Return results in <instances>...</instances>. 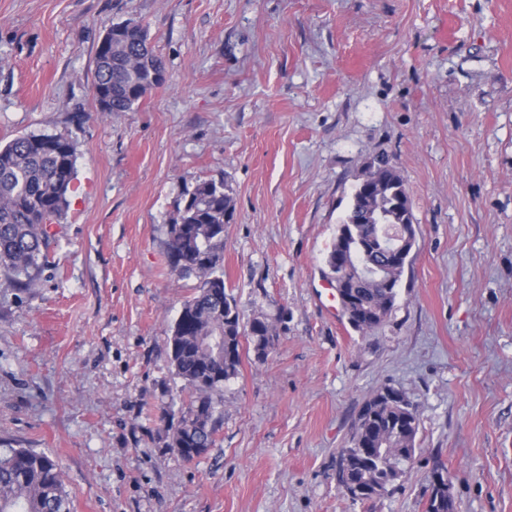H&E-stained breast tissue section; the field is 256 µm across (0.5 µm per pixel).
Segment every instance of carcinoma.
<instances>
[{"label": "carcinoma", "instance_id": "carcinoma-1", "mask_svg": "<svg viewBox=\"0 0 512 512\" xmlns=\"http://www.w3.org/2000/svg\"><path fill=\"white\" fill-rule=\"evenodd\" d=\"M164 68L161 58L136 34L108 39L97 47L94 85L105 113L128 112L156 87L153 71ZM76 147L63 135H23L0 145V273L21 289L38 285L47 267L58 223L68 205L75 179ZM376 192L356 185L351 204L327 255L336 270V254L366 264L386 259L381 248L363 251L377 224H411L413 215L404 180L389 160L371 166ZM232 198L222 181H202L184 200L168 227L167 254L172 271L200 280L197 292L183 303L169 337L168 355L187 396L180 399V417L171 423L170 443L183 459L203 455L215 443L218 406L224 382L237 376L240 338H250L257 360L265 359L279 339L276 324L257 315L248 321L224 285V222L233 216ZM405 270L390 288L369 278L349 285L363 316L355 330L365 334L384 325L395 308ZM384 386L368 398L356 418L342 462L338 483L346 489L359 482L365 490L352 493L365 501L391 491L384 466L412 468L420 428L415 408L383 395ZM427 512H452L448 489L429 483ZM0 512H70V500L58 463L29 448H0Z\"/></svg>", "mask_w": 512, "mask_h": 512}]
</instances>
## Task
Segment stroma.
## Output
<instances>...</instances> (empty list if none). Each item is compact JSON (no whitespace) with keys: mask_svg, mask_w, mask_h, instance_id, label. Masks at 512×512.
I'll return each mask as SVG.
<instances>
[{"mask_svg":"<svg viewBox=\"0 0 512 512\" xmlns=\"http://www.w3.org/2000/svg\"><path fill=\"white\" fill-rule=\"evenodd\" d=\"M147 29L167 79L101 114L94 54ZM77 147L39 288L0 275V448L55 459L71 512H512V0H0V143ZM401 173L417 244L386 323L325 296L326 256L377 156ZM224 181V283L281 319L225 382L216 443L187 462L166 410L167 340L196 277L168 226ZM390 385L420 451L388 495L352 501L341 448ZM431 476L433 480L437 484L446 483L447 482V472L446 469L442 465H436L429 477V488L430 494L428 497L427 503V512H451L452 503L448 505V486L445 489H440L431 480Z\"/></svg>","mask_w":512,"mask_h":512,"instance_id":"stroma-1","label":"stroma"}]
</instances>
